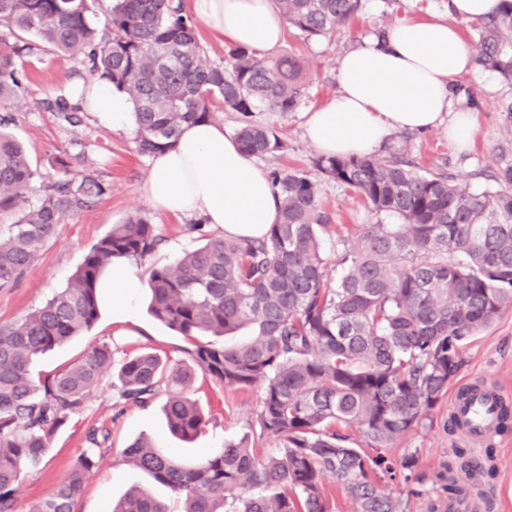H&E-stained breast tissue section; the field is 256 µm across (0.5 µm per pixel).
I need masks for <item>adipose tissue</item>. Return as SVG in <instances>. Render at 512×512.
Masks as SVG:
<instances>
[{
    "label": "adipose tissue",
    "mask_w": 512,
    "mask_h": 512,
    "mask_svg": "<svg viewBox=\"0 0 512 512\" xmlns=\"http://www.w3.org/2000/svg\"><path fill=\"white\" fill-rule=\"evenodd\" d=\"M188 7L213 36L237 47L267 51L284 38L273 0H188ZM470 68V48L456 27L437 17L401 19L384 38L341 57L340 89L308 112L306 135L324 155L360 157L392 131L444 125L449 141L467 150L476 122L455 105L449 85ZM83 106L105 127L134 124L129 97L107 85L86 87ZM145 191L155 212L193 219L224 235L258 239L279 219L266 171L212 121L184 125L172 147L152 156ZM99 285L112 291L113 322L129 321L141 285L130 260L116 261Z\"/></svg>",
    "instance_id": "1"
}]
</instances>
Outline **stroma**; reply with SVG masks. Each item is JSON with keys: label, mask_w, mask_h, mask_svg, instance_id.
Instances as JSON below:
<instances>
[{"label": "stroma", "mask_w": 512, "mask_h": 512, "mask_svg": "<svg viewBox=\"0 0 512 512\" xmlns=\"http://www.w3.org/2000/svg\"><path fill=\"white\" fill-rule=\"evenodd\" d=\"M431 15L455 25L466 43L476 40L473 22L451 16L448 0H361L359 13L329 39H309L287 29L281 48L302 59L309 94L295 111L254 113V121L270 126L282 142L281 148L258 157V164L269 173L313 171L320 152L305 135L307 113L338 92L339 58L360 47L364 37L389 28L401 17ZM81 68L80 56L61 58L46 47L36 51L21 71L20 105L13 112L9 130L24 145L29 163L43 184L58 179L54 159L65 154L70 158L71 175L97 171L107 190L89 207L67 215L57 235L43 247L24 277L14 287L0 289V326L17 321L64 287L89 248L112 225L122 223L133 213L144 214L162 239L153 253L135 262L143 283L148 281L151 267L174 263L184 252L204 242L201 232L190 231L188 220L162 216L152 209L144 191L149 160L137 154L135 132L108 129L92 112L85 113L82 124L73 127L58 113L44 108V101L74 80ZM451 94L473 110L477 121L478 133L467 151L455 150L448 142L447 128L441 127L425 132H393L375 155H402L423 171L446 169L473 190L494 186L499 168L512 164V81L497 71L475 65L468 76L452 82ZM319 183L322 204L332 216L330 232L323 243L331 261L329 274L334 277L339 272L334 260L344 249L339 234L363 224L382 223L383 218L341 183L324 176ZM99 301L100 315L90 331L34 362L35 372L47 374L74 362L95 346L106 343L112 348V366L100 386L57 433L43 463L24 471L16 493V512H28L46 497L89 449L94 451L97 465L75 512H112L113 505L135 487L147 490L166 502L172 512H178L180 504L170 489L123 458V449L143 436L158 447L171 449L187 464L198 461L206 452L223 448L227 441L244 438L260 455L274 452L276 441L262 436L256 422L261 395L257 386L228 389L209 377L196 375L187 393L205 409L209 423L189 442L170 432L162 411L163 397H156L145 407L122 404L117 393V373L127 357L152 351L182 360L190 342L151 316L144 287L136 291L131 321L122 325L112 321V298L107 290H100ZM464 359L456 384L483 381L512 400V310L467 344ZM447 419V408L436 410L431 420L388 449L392 460L398 462L411 456L416 465L412 478L385 479L379 481V489L398 502L400 512H448L446 486L452 481L485 494L490 501L488 512H512V430L475 447L458 433L448 432ZM95 428L110 432L108 441L96 447L88 439L90 430ZM465 457L486 464V471L475 476L463 470L461 460Z\"/></svg>", "instance_id": "stroma-1"}]
</instances>
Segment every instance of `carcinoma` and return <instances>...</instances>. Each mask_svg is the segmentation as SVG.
Masks as SVG:
<instances>
[{
    "label": "carcinoma",
    "mask_w": 512,
    "mask_h": 512,
    "mask_svg": "<svg viewBox=\"0 0 512 512\" xmlns=\"http://www.w3.org/2000/svg\"><path fill=\"white\" fill-rule=\"evenodd\" d=\"M103 25L88 17L87 0H0V288L16 284L56 235L65 216L102 196L98 173L62 177L36 187L38 175L20 142L4 131L16 103V75L36 44L59 55L83 56L92 76L126 93L134 106L140 155L174 144L188 123L216 119L212 105L242 115L234 136L249 157L280 147L268 127L251 120L264 106L292 112L307 96L303 62L293 54L271 60L231 47L222 63L209 59L184 0H109ZM361 0H274L284 20L307 38H330L357 14ZM474 62L512 76V0L482 20ZM46 107L71 124L80 102L61 90ZM315 167L398 224H366L357 244L336 259L329 278L317 180L303 170L271 174L280 219L261 239L210 235L173 265L150 270L149 311L181 336H229L234 344L196 343L186 361L154 352L125 359L119 398L146 406L166 395L173 435L198 436L208 417L187 390L196 372L226 388L261 385L257 423L279 441L258 456L243 440L186 466L140 438L124 461L167 486L181 512H333L322 485L340 480L355 512H399L369 474L393 480L383 450L429 419L465 363L471 339L512 308V166L496 186L472 190L440 170L420 174L399 158L324 157ZM39 192L35 203L29 194ZM158 243L143 215L114 224L51 298L0 328V512H15V492L38 467L55 434L78 412L112 367V349L94 347L76 362L36 375L31 365L99 316L98 281L118 258L141 259ZM361 428L371 456L340 432ZM96 467L85 451L51 494L30 512H74ZM113 512H171L133 489Z\"/></svg>",
    "instance_id": "1"
}]
</instances>
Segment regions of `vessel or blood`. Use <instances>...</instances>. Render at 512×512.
<instances>
[{
  "instance_id": "obj_1",
  "label": "vessel or blood",
  "mask_w": 512,
  "mask_h": 512,
  "mask_svg": "<svg viewBox=\"0 0 512 512\" xmlns=\"http://www.w3.org/2000/svg\"><path fill=\"white\" fill-rule=\"evenodd\" d=\"M503 396L498 389L475 385L467 395H454L450 411L460 433L469 441L480 443L497 432Z\"/></svg>"
}]
</instances>
